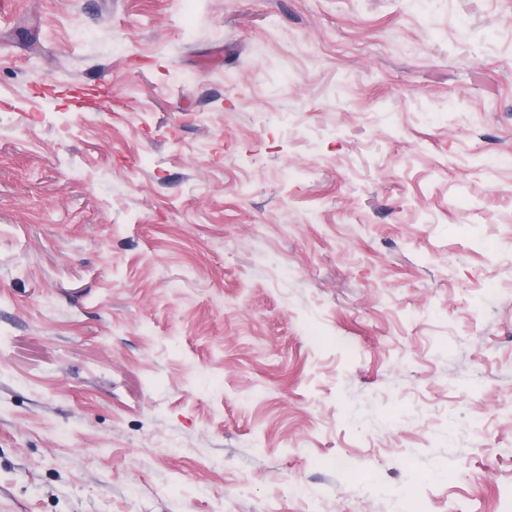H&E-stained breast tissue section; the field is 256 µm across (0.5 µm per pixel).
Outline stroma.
I'll return each mask as SVG.
<instances>
[{"instance_id": "35a3bbf8", "label": "stroma", "mask_w": 512, "mask_h": 512, "mask_svg": "<svg viewBox=\"0 0 512 512\" xmlns=\"http://www.w3.org/2000/svg\"><path fill=\"white\" fill-rule=\"evenodd\" d=\"M0 512H512V0H0Z\"/></svg>"}]
</instances>
